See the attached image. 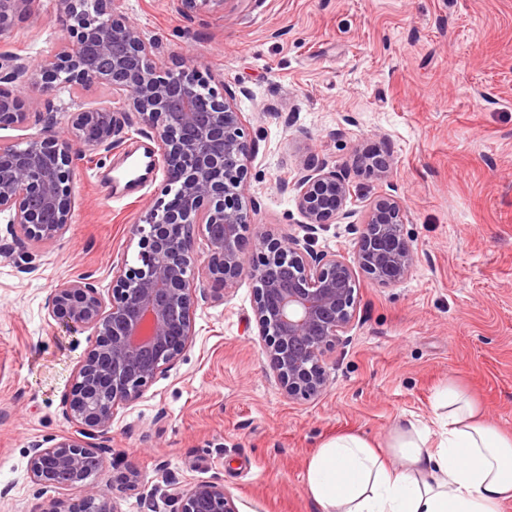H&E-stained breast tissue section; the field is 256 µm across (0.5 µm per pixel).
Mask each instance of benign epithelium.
Segmentation results:
<instances>
[{"label":"benign epithelium","mask_w":512,"mask_h":512,"mask_svg":"<svg viewBox=\"0 0 512 512\" xmlns=\"http://www.w3.org/2000/svg\"><path fill=\"white\" fill-rule=\"evenodd\" d=\"M28 2L0 0V34ZM66 2L64 37L39 52L38 65L0 50V127L40 126L20 141L0 143V223L11 236L0 237V256L22 273L36 269L29 247L57 242L71 223L76 160L112 151L125 118L136 114L158 144L144 167L149 174L162 169L163 187L132 230L135 264H116L107 289L82 273L61 279L48 297V315L68 330L89 331L90 340L63 402L73 433L32 444L28 461L37 484L82 491L75 500L49 499L43 512H118L113 482L100 483L106 468L92 471L87 460H103L117 410L182 359L198 307L251 280L258 336L282 391L290 399L318 397L329 387L326 352L356 317V269L392 287L406 280L418 255L405 233L403 202L394 196L367 207L357 265L317 251L316 233L348 218L352 197L345 168L322 160L298 170L292 183L304 235L264 233L248 260L244 186L253 145L237 95L249 91L220 96L189 61L159 67L146 27L116 11L115 0ZM225 2L175 0L188 18L222 10ZM98 87L124 109L75 100L77 90ZM31 88L45 96L44 110L27 107ZM58 112L66 116L65 136L54 129ZM163 496L173 512H238L216 481L170 480Z\"/></svg>","instance_id":"7a95c632"}]
</instances>
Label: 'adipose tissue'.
<instances>
[{
  "label": "adipose tissue",
  "mask_w": 512,
  "mask_h": 512,
  "mask_svg": "<svg viewBox=\"0 0 512 512\" xmlns=\"http://www.w3.org/2000/svg\"><path fill=\"white\" fill-rule=\"evenodd\" d=\"M440 406L438 430L406 420L384 451L358 435L324 442L308 462L309 496L322 512H500L512 498V437L454 392Z\"/></svg>",
  "instance_id": "adipose-tissue-1"
}]
</instances>
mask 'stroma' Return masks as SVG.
<instances>
[{
  "mask_svg": "<svg viewBox=\"0 0 512 512\" xmlns=\"http://www.w3.org/2000/svg\"><path fill=\"white\" fill-rule=\"evenodd\" d=\"M31 8L0 42L34 58L62 32L57 0ZM117 8L156 36L159 66L189 57L218 93L248 88L249 239L298 233L288 186L327 158L346 166L356 196L351 221L319 232L316 249L355 261L356 224L393 195L419 254L394 287L358 274L357 315L325 356L330 385L317 398L283 394L249 279L199 307L176 368L112 422L110 457L139 475L136 491L114 490L119 512H163L155 490L169 477L223 483L238 512H320L306 469L326 440L387 445L402 420L432 424L449 387L512 436V0H226L189 19L172 0ZM156 147L132 126L112 153L79 159L65 236L38 248L29 274L0 257V512H41L57 494L32 480L27 451L70 432L62 400L88 335L48 317L45 299L68 275L110 286L114 264L133 259L131 228L163 174L134 188L118 174ZM360 151L387 156L386 176Z\"/></svg>",
  "mask_w": 512,
  "mask_h": 512,
  "instance_id": "1",
  "label": "stroma"
}]
</instances>
